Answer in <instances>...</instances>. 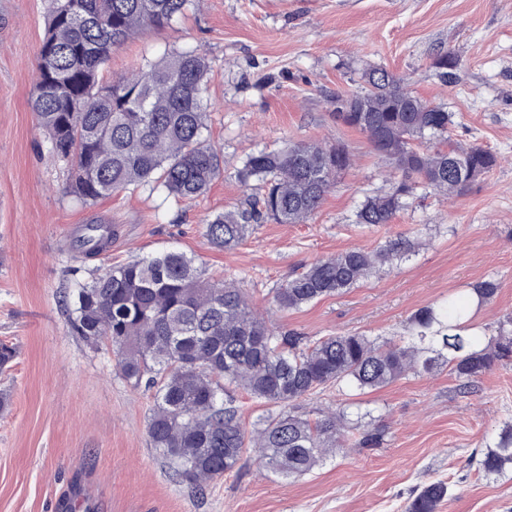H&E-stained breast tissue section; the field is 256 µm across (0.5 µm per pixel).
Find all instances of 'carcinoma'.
I'll return each instance as SVG.
<instances>
[{
	"mask_svg": "<svg viewBox=\"0 0 512 512\" xmlns=\"http://www.w3.org/2000/svg\"><path fill=\"white\" fill-rule=\"evenodd\" d=\"M189 0H51L38 52L31 98L50 153L68 168L71 192L93 203L131 186L178 199L204 195L221 173V157L205 137L204 98L211 63L198 50L172 52L146 62L109 83L99 73L112 48L145 28L169 27ZM365 86L349 96L351 112L336 120L366 134L392 173L416 176L448 197L468 191L497 163L479 147L423 148L416 141L440 137L452 113L415 94L405 78L383 67L364 73ZM352 165L342 143H293L247 156L237 173L244 185H263L262 208L225 211L206 221L217 248L232 249L262 220L304 224L320 208L336 174ZM414 186L401 181L369 196L357 223L388 224ZM110 224H86L76 243L96 257L112 242ZM396 239L368 251L350 248L295 273L273 297L281 311L342 294L385 270L411 251ZM498 291L483 280L472 294L483 303ZM71 329L87 345L108 343L121 375L153 392L148 436L152 447L175 465L178 482L201 492L232 471L251 448L267 472L298 477L340 448H375L385 425H347L335 410L312 421L278 413L248 432L228 389L287 408L328 385L361 391L383 388L408 375L445 365L468 389L494 362L512 356V337L481 344L463 319L462 297L448 306L419 309L408 343L363 334L311 340L279 333L258 314L232 282L204 278L193 256L167 247L147 256L92 271L79 285ZM486 478L512 472V426L487 446L480 460ZM448 484L424 485L408 512H438Z\"/></svg>",
	"mask_w": 512,
	"mask_h": 512,
	"instance_id": "cac0c4a2",
	"label": "carcinoma"
}]
</instances>
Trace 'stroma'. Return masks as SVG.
I'll use <instances>...</instances> for the list:
<instances>
[{
  "mask_svg": "<svg viewBox=\"0 0 512 512\" xmlns=\"http://www.w3.org/2000/svg\"><path fill=\"white\" fill-rule=\"evenodd\" d=\"M51 0H0V341L18 357L0 373V512H406L441 479L439 512H512V474L486 480L479 461L512 424V360L495 362L470 390L448 368L359 393L328 386L295 414L345 408L386 426L377 448H347L308 474L278 478L245 453L237 469L198 494L152 448L153 397L124 379L111 347L74 336L63 295L93 269L176 246L207 278L231 279L279 331L316 340L360 333L399 339L420 308L447 305L495 280L493 300L471 308L482 340L512 331V0H190L172 26L113 49L102 80L171 51L199 47L211 61L207 137L222 173L182 201L144 188L87 205L67 189V168L46 145L30 98ZM454 52L457 79L437 57ZM384 67L412 75L419 96L453 114L452 141L494 153L496 167L449 199L417 184L390 224L357 223L366 196L390 179L368 137L338 124L336 96ZM297 142L345 143L353 165L305 224L267 222L230 250L214 247L206 219L244 209L254 187L236 178L246 156ZM112 224L102 255L72 248L83 225ZM396 238L412 251L389 271L296 311L273 293L305 265Z\"/></svg>",
  "mask_w": 512,
  "mask_h": 512,
  "instance_id": "1",
  "label": "stroma"
}]
</instances>
